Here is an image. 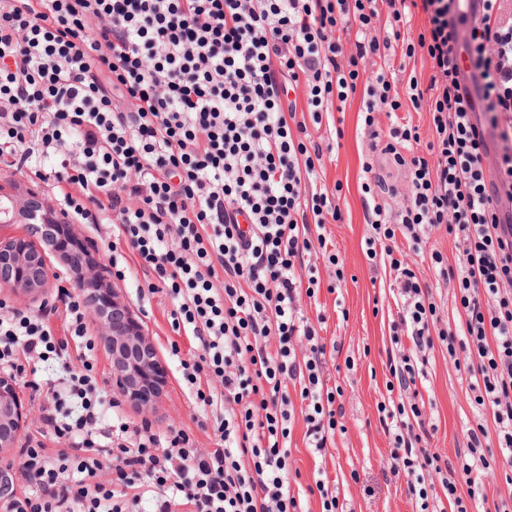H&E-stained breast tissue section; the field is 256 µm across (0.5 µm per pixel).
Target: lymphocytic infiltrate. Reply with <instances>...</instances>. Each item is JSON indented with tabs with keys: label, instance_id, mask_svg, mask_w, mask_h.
<instances>
[{
	"label": "lymphocytic infiltrate",
	"instance_id": "lymphocytic-infiltrate-1",
	"mask_svg": "<svg viewBox=\"0 0 512 512\" xmlns=\"http://www.w3.org/2000/svg\"><path fill=\"white\" fill-rule=\"evenodd\" d=\"M0 0V170L50 188L76 224H108L149 294L169 296L170 324L191 336L182 361L192 400L221 411L219 443L195 448L181 429L108 424L87 334L88 299L62 293L38 312L0 300V370L55 358L34 432L21 444L23 497L7 512H302L292 484L291 422L323 453L344 431L341 388L324 379L329 353L305 316L298 267L313 229L340 221L317 183L312 130L360 98L369 149L409 169L398 212L372 163L361 184L369 261L398 287L388 353L401 399L379 403L394 446L384 475L404 479L419 512H474L458 482L500 451L512 467V0ZM423 12L426 23L412 33ZM399 56L398 68H377ZM430 71L420 87L407 66ZM407 73V92L397 90ZM428 109L432 139L401 111ZM389 116V128L379 126ZM247 216L244 233L239 216ZM445 228L454 266L431 259L459 291L460 321L439 329L428 285L396 257ZM445 343L491 425L467 431L460 467L430 446L436 430L418 388L427 353ZM439 475V485L429 484Z\"/></svg>",
	"mask_w": 512,
	"mask_h": 512
}]
</instances>
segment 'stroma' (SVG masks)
Masks as SVG:
<instances>
[{
  "instance_id": "obj_1",
  "label": "stroma",
  "mask_w": 512,
  "mask_h": 512,
  "mask_svg": "<svg viewBox=\"0 0 512 512\" xmlns=\"http://www.w3.org/2000/svg\"><path fill=\"white\" fill-rule=\"evenodd\" d=\"M358 110V101H349L344 111L334 113L330 126L320 130L325 163L320 181L329 188L337 184L342 187L339 206L343 219L329 224L326 233L327 247L337 255L339 263L332 266L326 260H318L321 289L315 302L303 306L321 336L340 346L326 376L344 387L346 431L337 435L325 457L318 458L305 446L303 423H296L292 457L300 471V485L312 484L318 470L327 471L329 479L336 482L345 512H416L405 484L386 481L382 471L391 445L379 421L377 405L387 395L386 383L390 378L386 350L390 345V324L396 314L395 283L384 266L370 263L362 250L371 230L361 191L362 162L369 155V138L362 129ZM435 251L445 260L456 258L454 241L445 230L431 232L421 254L414 258V270L421 282L431 288L444 322L452 325L459 319L458 302L454 288L438 280L431 261ZM48 264L51 286L44 296H24L0 286V298L14 308L31 311L43 301L53 300L59 289L75 288L72 273L57 257H49ZM338 268L344 272L340 280L334 274ZM112 285L139 316L167 369V385L154 408L142 412L125 403L118 410L119 417L137 425L149 422L152 431L161 435L169 428H181L194 439L196 447L204 451L213 448V432L201 428L203 412L187 400L179 361L188 358L189 353L183 350L176 358L168 354L171 343L185 341L170 326V299L162 294L139 299L137 290L144 285L140 277L116 279ZM348 359L354 363L349 370L343 367ZM426 372L425 394L432 402L428 414L436 427L431 446L442 458L453 462L466 445L467 428L480 421L474 396L464 373L449 359L445 343L436 344Z\"/></svg>"
}]
</instances>
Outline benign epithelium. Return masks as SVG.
Returning <instances> with one entry per match:
<instances>
[{"mask_svg": "<svg viewBox=\"0 0 512 512\" xmlns=\"http://www.w3.org/2000/svg\"><path fill=\"white\" fill-rule=\"evenodd\" d=\"M76 275L84 291H91L88 317L112 358V385L131 406L144 410L162 394L167 382L164 366L142 323L107 287L106 263L80 243L72 225L54 220L45 225L44 239L0 238V285L14 291L38 294L48 287L45 246ZM23 410L12 376L0 371V453L15 447Z\"/></svg>", "mask_w": 512, "mask_h": 512, "instance_id": "7a95c632", "label": "benign epithelium"}]
</instances>
